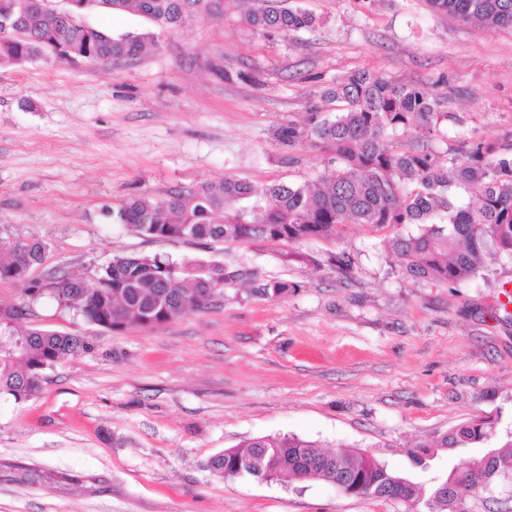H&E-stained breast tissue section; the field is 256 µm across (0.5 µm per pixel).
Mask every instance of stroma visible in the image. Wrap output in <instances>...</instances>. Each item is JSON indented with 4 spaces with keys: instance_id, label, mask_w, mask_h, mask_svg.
<instances>
[{
    "instance_id": "35a3bbf8",
    "label": "stroma",
    "mask_w": 512,
    "mask_h": 512,
    "mask_svg": "<svg viewBox=\"0 0 512 512\" xmlns=\"http://www.w3.org/2000/svg\"><path fill=\"white\" fill-rule=\"evenodd\" d=\"M308 30L249 27L264 0L151 35L142 16L90 13L86 24L146 34L140 54L107 63L55 59L0 68V239L46 245L30 278H92L115 256L238 261L297 282L283 299L225 289L220 306L146 329L109 332L50 297L29 327L80 337L84 348L45 372L40 395L0 397V512H426L436 477L473 456L439 451L414 470L408 448L492 416L494 445L512 439V261L485 259L448 287L405 278L395 232L341 224L299 244L318 265L291 263L287 243L154 240L112 221L131 196L234 177L263 188L312 184L331 156L295 150L276 129L357 71L415 85L456 115L432 145L465 146L512 131V29L433 9L428 0H290ZM347 251L352 279L327 265ZM295 435L366 451L415 472L419 503L353 497L326 482L289 486L219 478L207 462L241 441ZM79 476L76 484L58 481Z\"/></svg>"
}]
</instances>
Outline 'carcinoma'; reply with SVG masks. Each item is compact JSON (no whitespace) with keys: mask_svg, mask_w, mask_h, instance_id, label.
<instances>
[{"mask_svg":"<svg viewBox=\"0 0 512 512\" xmlns=\"http://www.w3.org/2000/svg\"><path fill=\"white\" fill-rule=\"evenodd\" d=\"M222 0H96L88 12L120 14L132 10L158 31L183 27L192 19L218 12ZM268 5L246 16L253 27L297 31L314 26L312 14L267 0ZM431 5L462 21L489 28H512V0H430ZM14 21L0 33V67L22 66L51 55L74 61H120L136 57L148 34H112L69 20L36 0H0ZM346 107L334 118L310 112L304 123L294 120L275 131L297 162L296 146L310 139L333 154L336 166L314 186L274 183L258 191L249 182L226 178L204 182L156 199L130 198L112 213L157 240L193 239L220 242L268 241L301 244L328 237L338 224H373L395 228L415 224V235H395L390 250L407 277L437 284H460L475 278L485 253L512 259V132L468 148L448 142L442 152L428 141L412 138L397 144L387 132L420 128L444 134L452 116L438 109L435 98L413 86L395 84L382 76L354 72L324 91ZM462 191L468 202L462 203ZM10 260L0 263V280L24 284L18 307L0 308V394L15 401L39 395L44 372L82 345L74 336L22 325L25 310L45 295L110 331L147 328L183 314L208 309L224 301V288L252 283V293L266 299L285 298L298 284L261 280L249 268H229L214 261L173 262L160 256H115L85 282L51 274L28 279L40 263L45 244L38 240H0ZM500 418L466 421L434 445L407 450L415 466L425 470L439 448L486 444L497 435ZM482 462L469 458L448 469L432 491L433 512H468V501L488 492L512 473V439L492 449ZM264 474L288 485L302 476L331 483L354 497L413 501L417 483L365 453L332 454L318 443L295 435L245 440L210 458L211 472L253 475L252 463Z\"/></svg>","mask_w":512,"mask_h":512,"instance_id":"1","label":"carcinoma"}]
</instances>
